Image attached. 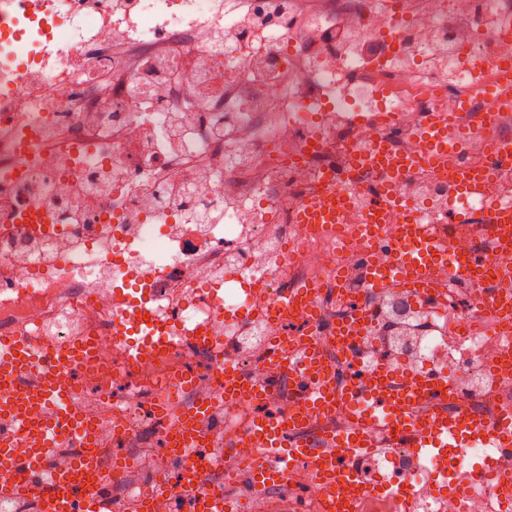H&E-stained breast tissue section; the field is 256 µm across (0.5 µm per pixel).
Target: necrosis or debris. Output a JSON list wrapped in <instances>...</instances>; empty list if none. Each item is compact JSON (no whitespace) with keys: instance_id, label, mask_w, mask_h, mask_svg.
Masks as SVG:
<instances>
[{"instance_id":"obj_1","label":"necrosis or debris","mask_w":512,"mask_h":512,"mask_svg":"<svg viewBox=\"0 0 512 512\" xmlns=\"http://www.w3.org/2000/svg\"><path fill=\"white\" fill-rule=\"evenodd\" d=\"M232 0H0V336L98 340L92 364L72 372L81 414L98 420L114 447L164 448L167 411L158 394L191 374V401L214 397L224 358L271 385L266 410L287 413L295 381L268 377L271 339L297 350L303 314L268 321L249 314L299 285L339 278L341 298L320 307L322 323L365 298L374 326L365 365L405 373L445 372L449 411L482 420L512 407V382L476 397L512 338L495 335L472 300L448 280L411 302L420 335L396 357L383 343L388 308L365 296L353 251L359 210L329 231L299 223L301 205L324 193L323 171L363 146L360 124L397 113L413 139L421 109L452 111L456 95L478 96L512 54V0H324L303 22L326 33L317 51L301 27L272 32L231 16ZM385 44L369 56L370 41ZM277 102L241 111L233 95L201 100L196 85L228 72L227 44ZM176 69L174 102L135 98L136 88ZM396 190L443 231L452 200L447 177L413 173ZM148 313L169 347L135 367L123 355L132 327L122 312ZM208 330L216 344H201ZM406 451L351 461L370 495L352 512H397L383 486L398 474L418 512H512L494 485L464 484L450 448L403 467ZM286 487L303 512H327L313 460L289 470Z\"/></svg>"}]
</instances>
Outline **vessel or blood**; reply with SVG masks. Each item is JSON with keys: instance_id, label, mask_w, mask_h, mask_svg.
Segmentation results:
<instances>
[{"instance_id": "1", "label": "vessel or blood", "mask_w": 512, "mask_h": 512, "mask_svg": "<svg viewBox=\"0 0 512 512\" xmlns=\"http://www.w3.org/2000/svg\"><path fill=\"white\" fill-rule=\"evenodd\" d=\"M499 66L501 79L483 94V116L491 124L512 118V55L501 57ZM470 121L471 109L466 103L454 112L428 113L416 147L398 151L390 145L396 121L386 116L382 125L365 128V146L353 152L347 166L323 173L333 194L301 208L300 223H341L359 198L351 181L355 170L376 175L377 197L364 209L360 227L369 241L361 261L370 293L398 290L418 300L442 275L464 288L512 279V205L488 211L489 222L500 230L498 258L493 261L480 247L457 248L455 233L434 234L421 216L408 212L396 193L399 180L418 164L446 166L454 187L457 221L473 222L471 203L485 197L491 168L512 163V142L496 147L487 167L463 168L458 160L466 147ZM385 224L398 225V235L382 236L380 228ZM320 295L317 284H306L279 295L267 310L281 316L319 301ZM131 320L143 338L142 343L125 346L127 361L135 365L153 349L160 326L147 323L137 313ZM371 324V311L360 302L352 305L347 320L334 329L338 344L354 352L367 338ZM91 349V342L79 339L62 345L46 336L0 337V498L27 499L34 512H115L118 501L112 495L105 465L107 451L97 445V427L71 415L78 389L63 379L65 370L82 365ZM287 369L297 376L293 409L286 415H256L245 438L254 453L241 476L253 497L282 486L292 466L311 458L317 463L319 481L328 490L331 512H348L350 492L356 489L364 495L369 491L350 460L376 452L380 443L371 433L375 427L385 431L391 446L411 448L419 455L475 440L489 448L512 449V408L494 419L470 420L463 425L436 410L417 412L422 401H447L448 381L443 374L426 372L404 379L398 370L387 366L369 370L360 365L352 371L350 382L341 384L336 380L335 362L323 357L313 340L307 341L303 357L294 362L289 361L287 352L273 353L274 374ZM223 371L221 401H201L188 408L174 403L169 406L165 465L179 473L180 479L173 484L160 475L151 485L153 497L166 500L170 512H238L236 498L209 479L213 441L205 427L220 414L222 400L244 397L258 401L266 391L233 361H225ZM339 404L352 409L350 424L310 439V419ZM80 438L88 443L85 454L70 463H58V449Z\"/></svg>"}]
</instances>
